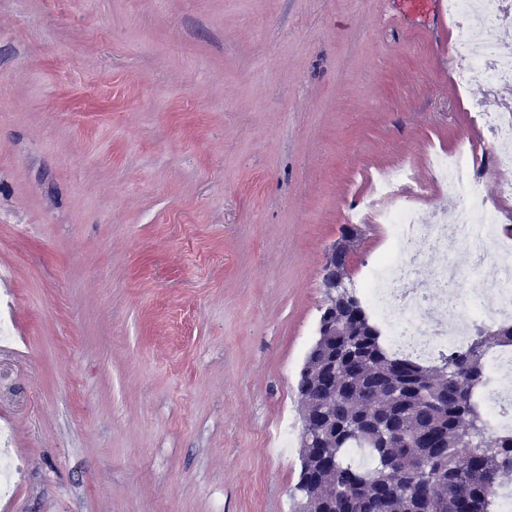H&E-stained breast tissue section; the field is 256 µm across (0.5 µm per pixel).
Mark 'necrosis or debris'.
Wrapping results in <instances>:
<instances>
[{
  "instance_id": "4bbe7bcc",
  "label": "necrosis or debris",
  "mask_w": 512,
  "mask_h": 512,
  "mask_svg": "<svg viewBox=\"0 0 512 512\" xmlns=\"http://www.w3.org/2000/svg\"><path fill=\"white\" fill-rule=\"evenodd\" d=\"M448 12L461 31L455 53L469 63L458 75V90L477 83L511 86L512 52L487 39L484 0H448ZM473 121L491 134L500 193L511 198L512 113L478 110ZM429 162L441 181L463 190L454 222L443 221L435 211L421 216L417 203L427 190L405 165L379 172L373 194L358 202L345 217L349 224L371 217L387 228L391 247L370 275L365 297L382 323L388 347L420 359L441 347H466L474 324L469 306L458 300L453 290L463 277L456 266L436 268L430 288H412L413 274L433 254L468 250L475 260V273L498 289V302L490 319L512 320V248L498 242L496 226L502 216L484 201L470 145L448 154H432ZM489 370L497 381L482 390L481 398L487 426L496 434L512 430V352L492 353Z\"/></svg>"
}]
</instances>
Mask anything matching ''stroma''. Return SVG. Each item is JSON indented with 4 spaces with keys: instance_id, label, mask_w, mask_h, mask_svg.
<instances>
[{
    "instance_id": "stroma-1",
    "label": "stroma",
    "mask_w": 512,
    "mask_h": 512,
    "mask_svg": "<svg viewBox=\"0 0 512 512\" xmlns=\"http://www.w3.org/2000/svg\"><path fill=\"white\" fill-rule=\"evenodd\" d=\"M446 10L401 0H0V512H291L321 267L370 172L447 221L483 145ZM361 288L389 247L358 227Z\"/></svg>"
}]
</instances>
